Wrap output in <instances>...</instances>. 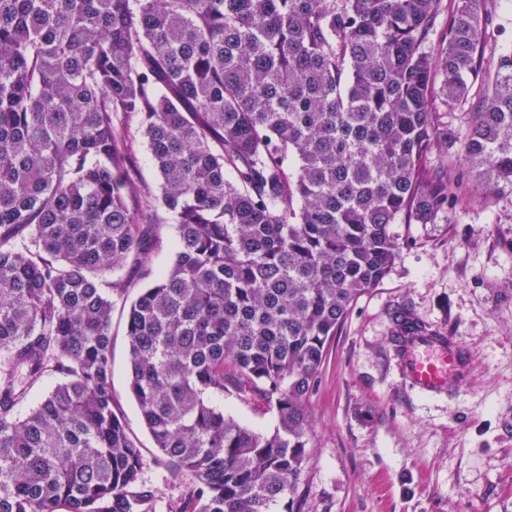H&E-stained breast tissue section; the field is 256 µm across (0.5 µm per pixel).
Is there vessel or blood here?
<instances>
[{
    "mask_svg": "<svg viewBox=\"0 0 512 512\" xmlns=\"http://www.w3.org/2000/svg\"><path fill=\"white\" fill-rule=\"evenodd\" d=\"M397 368L410 388L439 394L450 384H464L468 362L465 347L455 337L438 335L395 337Z\"/></svg>",
    "mask_w": 512,
    "mask_h": 512,
    "instance_id": "1",
    "label": "vessel or blood"
}]
</instances>
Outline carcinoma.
I'll use <instances>...</instances> for the list:
<instances>
[{"instance_id":"carcinoma-1","label":"carcinoma","mask_w":512,"mask_h":512,"mask_svg":"<svg viewBox=\"0 0 512 512\" xmlns=\"http://www.w3.org/2000/svg\"><path fill=\"white\" fill-rule=\"evenodd\" d=\"M0 0V512H155L115 410L112 298L169 512H302L325 345L465 195L512 194V49L487 0ZM470 104L462 136L441 113ZM159 194L127 177L128 125ZM461 153L473 182L448 178ZM397 325L432 333L409 314ZM57 379L25 417L18 407ZM251 391L278 425L215 399ZM488 10L493 17L487 35L486 58L497 55L505 48H512V0H488ZM158 227L160 243L150 254L151 275L144 278L140 271L130 265H124L112 275L114 279L123 278L131 282L124 300H117L112 311V387L116 397V410L142 448L145 463L143 480L156 490V512H167L170 505H174L189 490L192 480L186 475L176 480L170 479L166 471L153 462L156 453L154 442L144 426L136 402L129 393V348L126 336V310L129 304L137 298L142 288H146L158 275L166 272L175 260V223L168 220L166 224H159Z\"/></svg>"}]
</instances>
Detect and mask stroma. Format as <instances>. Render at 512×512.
<instances>
[{"mask_svg": "<svg viewBox=\"0 0 512 512\" xmlns=\"http://www.w3.org/2000/svg\"><path fill=\"white\" fill-rule=\"evenodd\" d=\"M399 256L328 342L306 400L312 459L304 512H512V194L475 198L433 224L392 225ZM130 283L112 311V387L117 411L144 457L157 512L192 480L170 479L129 393L126 310L147 287ZM409 313L472 353L465 386L422 396L400 378L395 321ZM222 404L241 424L270 432L277 414L252 393Z\"/></svg>", "mask_w": 512, "mask_h": 512, "instance_id": "stroma-1", "label": "stroma"}]
</instances>
